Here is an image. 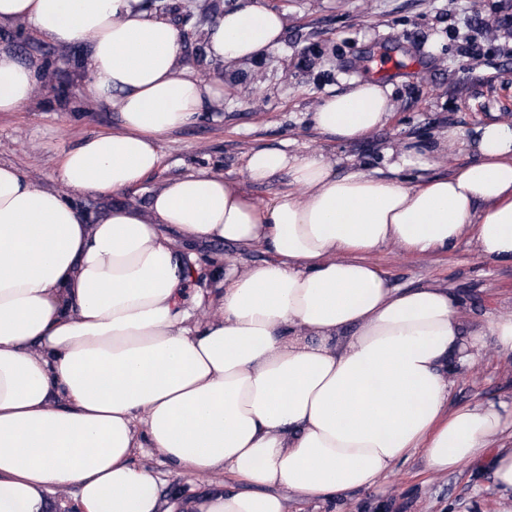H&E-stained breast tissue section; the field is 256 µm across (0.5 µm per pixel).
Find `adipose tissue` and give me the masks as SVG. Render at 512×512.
<instances>
[{"label":"adipose tissue","mask_w":512,"mask_h":512,"mask_svg":"<svg viewBox=\"0 0 512 512\" xmlns=\"http://www.w3.org/2000/svg\"><path fill=\"white\" fill-rule=\"evenodd\" d=\"M62 45L89 44L85 89L122 129L64 153L65 188L103 195L140 185L159 142L224 91L182 59L178 30L140 0H0V24ZM283 13L239 0L216 16L220 61L277 48ZM35 73L0 51V112L35 95ZM389 88L363 82L321 100L320 131L349 142L391 118ZM469 155L452 175L411 186L406 170ZM248 180L288 172L294 188L265 206L223 176L167 181L147 207L88 220L61 193L0 165V512H290L293 497L327 502L377 484L421 452L432 472L487 457L512 500V406L449 408L454 376L485 335L512 358V314L464 329L463 302L438 284L392 287L368 256L392 245L420 258L470 237L512 262V121L475 137L442 130L434 148L401 146L392 178L338 174L314 151L250 152ZM190 241L258 246L268 260L229 261L215 312L181 302L198 258ZM150 448L203 485L164 497L132 460ZM249 484L226 489L219 474Z\"/></svg>","instance_id":"1"}]
</instances>
